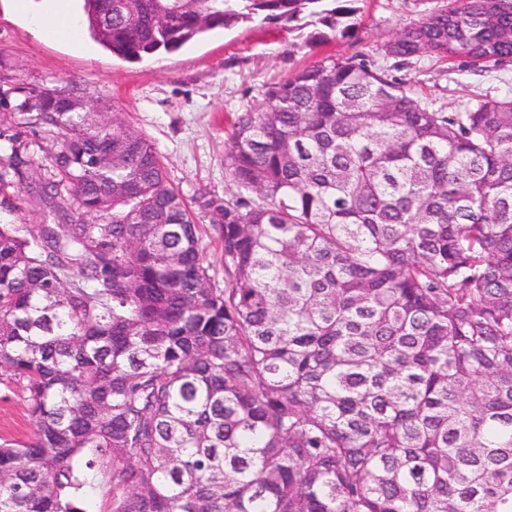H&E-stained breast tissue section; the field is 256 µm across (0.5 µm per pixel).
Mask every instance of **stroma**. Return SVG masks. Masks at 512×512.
Instances as JSON below:
<instances>
[{
  "mask_svg": "<svg viewBox=\"0 0 512 512\" xmlns=\"http://www.w3.org/2000/svg\"><path fill=\"white\" fill-rule=\"evenodd\" d=\"M435 5L436 0H358L356 27L346 37L316 21L298 29L256 21L214 30L176 52L140 62L113 57L88 35L82 49H74L0 5V91L76 83L88 98L109 101L133 130L154 141L170 182L185 197L201 187L222 196L234 190L224 172V150L236 113L260 105L267 83L326 57L366 56L447 112L512 94V62L486 68L424 54L398 64L384 56L383 44ZM5 193L17 207L0 208V224L49 223L51 206L40 197L37 179L14 182ZM32 435L20 385L0 383V439Z\"/></svg>",
  "mask_w": 512,
  "mask_h": 512,
  "instance_id": "stroma-1",
  "label": "stroma"
}]
</instances>
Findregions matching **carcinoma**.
<instances>
[{"mask_svg":"<svg viewBox=\"0 0 512 512\" xmlns=\"http://www.w3.org/2000/svg\"><path fill=\"white\" fill-rule=\"evenodd\" d=\"M355 0H83L128 62L256 19L347 35ZM512 62V0H441L384 45ZM12 173L55 224L0 225V512H512V95L435 110L326 57L237 114V192L186 199L81 88H14ZM55 149L34 157L22 137ZM224 252V281L198 221ZM5 380L0 383V443L3 439L27 440L33 430L27 419L21 387Z\"/></svg>","mask_w":512,"mask_h":512,"instance_id":"cac0c4a2","label":"carcinoma"}]
</instances>
